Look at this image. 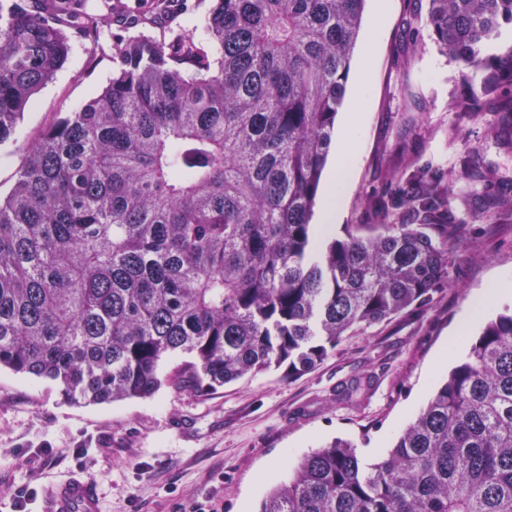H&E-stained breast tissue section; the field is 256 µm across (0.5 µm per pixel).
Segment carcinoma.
Returning <instances> with one entry per match:
<instances>
[{
  "instance_id": "carcinoma-1",
  "label": "carcinoma",
  "mask_w": 512,
  "mask_h": 512,
  "mask_svg": "<svg viewBox=\"0 0 512 512\" xmlns=\"http://www.w3.org/2000/svg\"><path fill=\"white\" fill-rule=\"evenodd\" d=\"M366 0H217L200 32L113 44L108 85L20 148L0 194V369L69 402L301 375L350 333L428 304L451 224H311ZM112 16L0 0V145L75 38ZM512 0H430L439 49L490 70L463 107L512 85ZM512 128V96L494 101ZM446 191L407 192L415 212ZM186 357L165 377L164 362ZM258 512H512V308L385 453L334 440Z\"/></svg>"
}]
</instances>
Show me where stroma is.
Wrapping results in <instances>:
<instances>
[{
    "label": "stroma",
    "instance_id": "35a3bbf8",
    "mask_svg": "<svg viewBox=\"0 0 512 512\" xmlns=\"http://www.w3.org/2000/svg\"><path fill=\"white\" fill-rule=\"evenodd\" d=\"M429 0H367L347 80L366 68L364 112L349 140L351 179L340 224H421L398 203L403 185L448 187L443 220L461 225L449 245V286L427 306L348 336L313 370L294 378L270 370L209 394L162 387L153 397L110 405L65 401L51 382L0 370V512L18 488L76 477L96 485L101 512H257L311 449L334 439L374 458L391 444L464 356L485 322L512 297L485 302L467 336H451L476 297L512 286V149L497 145L491 108L460 107L469 91L462 64L440 52ZM113 34L74 41L55 78L30 101L19 136L37 133L81 106L112 77ZM493 170L472 184L467 159ZM498 200L488 215L486 200Z\"/></svg>",
    "mask_w": 512,
    "mask_h": 512
}]
</instances>
